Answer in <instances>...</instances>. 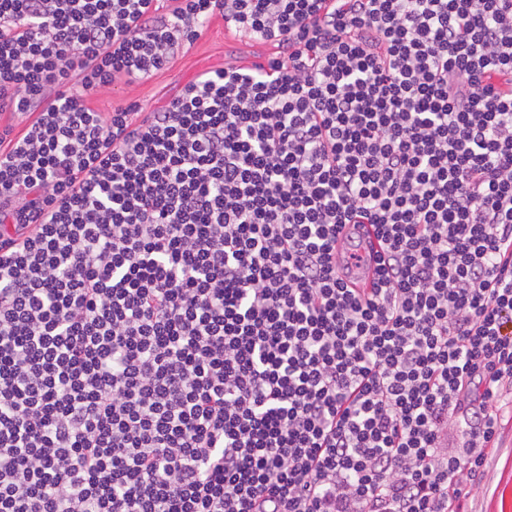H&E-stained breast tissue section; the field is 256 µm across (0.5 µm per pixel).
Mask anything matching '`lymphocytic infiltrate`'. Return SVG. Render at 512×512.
<instances>
[{"instance_id": "obj_1", "label": "lymphocytic infiltrate", "mask_w": 512, "mask_h": 512, "mask_svg": "<svg viewBox=\"0 0 512 512\" xmlns=\"http://www.w3.org/2000/svg\"><path fill=\"white\" fill-rule=\"evenodd\" d=\"M216 15L275 57L87 105ZM4 114L0 512H466L512 395V0H0Z\"/></svg>"}]
</instances>
